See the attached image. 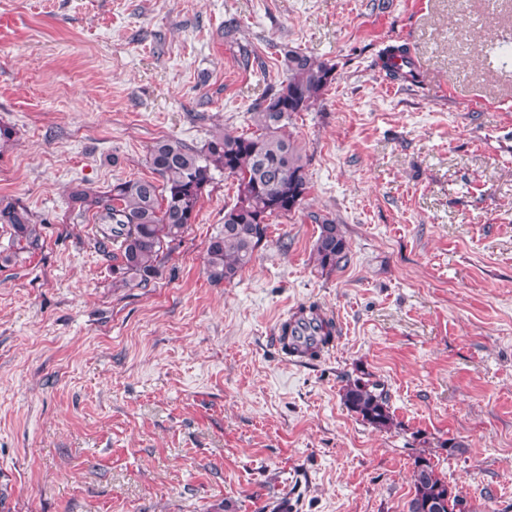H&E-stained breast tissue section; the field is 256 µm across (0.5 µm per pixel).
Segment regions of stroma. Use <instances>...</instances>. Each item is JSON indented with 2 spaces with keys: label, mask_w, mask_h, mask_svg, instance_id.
I'll use <instances>...</instances> for the list:
<instances>
[{
  "label": "stroma",
  "mask_w": 512,
  "mask_h": 512,
  "mask_svg": "<svg viewBox=\"0 0 512 512\" xmlns=\"http://www.w3.org/2000/svg\"><path fill=\"white\" fill-rule=\"evenodd\" d=\"M390 45L419 83L386 77ZM283 46L336 67L288 126L303 206L211 282L237 195L215 173L157 278L113 287L118 246L72 188L155 179L161 138L248 130ZM511 49L512 0H0V196L41 231L0 264V512H407L422 452L473 512H512ZM321 217L349 243L332 271ZM309 302L336 345L284 356ZM363 372L391 430L341 401ZM320 232L313 245V255L317 265L321 269L335 270L341 263L348 262V242L335 221L328 218H320Z\"/></svg>",
  "instance_id": "stroma-1"
}]
</instances>
